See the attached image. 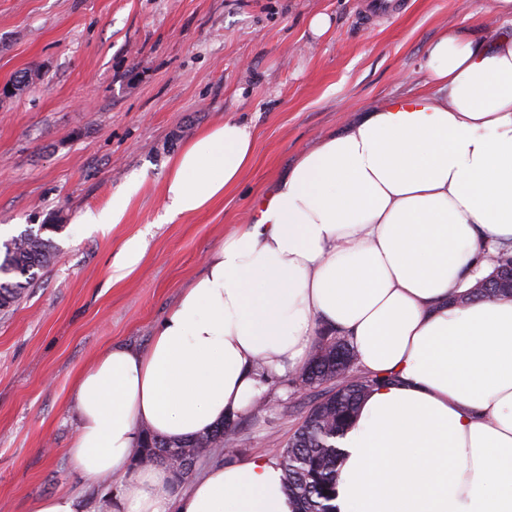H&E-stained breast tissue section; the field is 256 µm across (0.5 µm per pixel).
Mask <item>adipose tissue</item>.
Returning <instances> with one entry per match:
<instances>
[{
	"label": "adipose tissue",
	"mask_w": 512,
	"mask_h": 512,
	"mask_svg": "<svg viewBox=\"0 0 512 512\" xmlns=\"http://www.w3.org/2000/svg\"><path fill=\"white\" fill-rule=\"evenodd\" d=\"M433 92L395 99L302 152L252 220L215 245L143 349L115 345L76 378L68 450L89 478L126 472L107 512H296L277 457L217 464L186 490L133 466L144 431L183 439L232 421L339 329L377 384L339 441L336 512H512V297L456 304L512 242V30L444 32ZM254 158L246 123L171 159L164 219L208 208ZM136 187L86 211L125 221ZM145 234L113 253L130 277Z\"/></svg>",
	"instance_id": "ef3b65f1"
}]
</instances>
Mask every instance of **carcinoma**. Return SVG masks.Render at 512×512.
Listing matches in <instances>:
<instances>
[{
    "label": "carcinoma",
    "instance_id": "cac0c4a2",
    "mask_svg": "<svg viewBox=\"0 0 512 512\" xmlns=\"http://www.w3.org/2000/svg\"><path fill=\"white\" fill-rule=\"evenodd\" d=\"M60 229L59 224H43L36 233L25 232L0 243V311L20 302L37 272L52 263L57 246L43 233ZM14 275L19 279H12ZM511 293L512 246H505L499 250L492 274L460 300L468 303ZM357 371V355L347 337L323 329L302 374L292 381L297 390L330 385L309 408L286 448L277 453L286 489L297 503L298 512H334L332 501L342 455L336 440L351 427L361 402L374 385V379L359 376ZM237 439V426L224 422L176 442L147 430L137 461L166 466L186 480L201 453L208 448L231 447Z\"/></svg>",
    "mask_w": 512,
    "mask_h": 512
}]
</instances>
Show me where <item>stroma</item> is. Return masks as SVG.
I'll return each mask as SVG.
<instances>
[{"mask_svg":"<svg viewBox=\"0 0 512 512\" xmlns=\"http://www.w3.org/2000/svg\"><path fill=\"white\" fill-rule=\"evenodd\" d=\"M319 13L330 26L317 36ZM503 24L491 0H0V84L34 78L0 98V240L59 227L54 264L0 312V512L67 491L105 512L125 477L104 484L71 463L76 377L111 345L147 346L210 249L321 135L426 91L443 30L490 38ZM229 118L252 128L251 168L206 210L164 222L168 160ZM133 183L110 235L77 224ZM139 232L146 258L108 284L112 253ZM320 394L275 379L238 418L236 447L208 449L194 475L286 446Z\"/></svg>","mask_w":512,"mask_h":512,"instance_id":"35a3bbf8","label":"stroma"}]
</instances>
